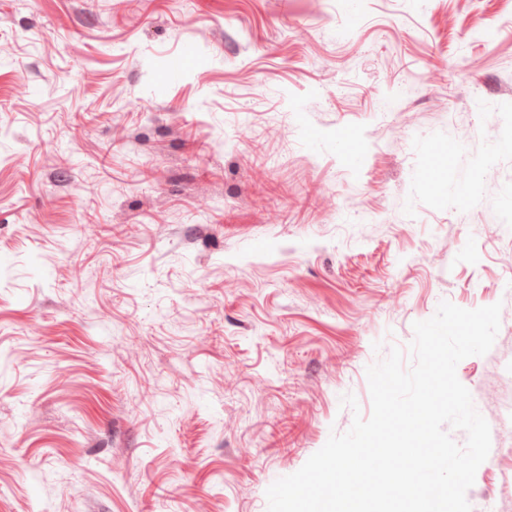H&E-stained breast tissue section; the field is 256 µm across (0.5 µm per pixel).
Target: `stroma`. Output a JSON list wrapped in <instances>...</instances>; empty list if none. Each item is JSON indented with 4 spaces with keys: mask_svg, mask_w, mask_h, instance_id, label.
I'll use <instances>...</instances> for the list:
<instances>
[{
    "mask_svg": "<svg viewBox=\"0 0 512 512\" xmlns=\"http://www.w3.org/2000/svg\"><path fill=\"white\" fill-rule=\"evenodd\" d=\"M444 300L512 512V0H0V512H267Z\"/></svg>",
    "mask_w": 512,
    "mask_h": 512,
    "instance_id": "obj_1",
    "label": "stroma"
}]
</instances>
